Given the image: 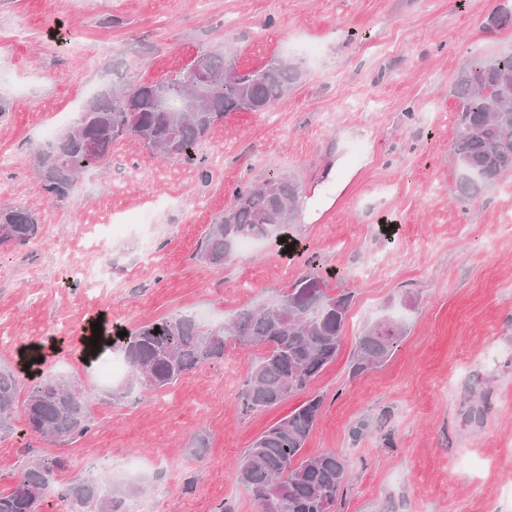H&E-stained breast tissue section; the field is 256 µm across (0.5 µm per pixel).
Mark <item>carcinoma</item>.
Instances as JSON below:
<instances>
[{
  "label": "carcinoma",
  "instance_id": "cac0c4a2",
  "mask_svg": "<svg viewBox=\"0 0 512 512\" xmlns=\"http://www.w3.org/2000/svg\"><path fill=\"white\" fill-rule=\"evenodd\" d=\"M512 26V0L488 17L485 29ZM210 81L193 85L190 66L150 83L130 87L120 81L104 87L82 107L77 130L61 132L39 149L35 172L43 194L66 201L79 176L102 163L112 146L132 137L151 150L175 155L202 167L201 140L230 112H266L304 79L303 69L272 58L263 66L239 71L224 53L201 48ZM458 102V135L452 156L460 177L458 192L475 198L512 173V53L470 56L453 80ZM234 201L208 225L197 249L203 264L219 268L244 240L284 237L293 240L289 224L302 205L303 189L293 176L275 172L258 184L233 192ZM40 229L28 207L0 209V247H22ZM308 271L278 301L241 311L232 321L205 326L190 315H174L142 324L119 338L123 358L135 382L161 389L184 374L224 359L229 340L263 349L251 364L238 400L243 412L260 411L306 392L336 357L353 302L349 292L331 294L327 277L313 260ZM405 335L403 321L392 318L369 327L357 344L354 372L383 362ZM27 351L21 364L0 369V433L17 430L14 423L21 375L27 400L23 434L72 440L88 432V409L78 382L67 383L41 371ZM322 399L311 396L265 430L235 463L237 480L247 486L261 512H331L347 475L344 459L334 452L303 454L314 429ZM68 467L61 457L45 456L25 464L17 485L0 494V512H39L58 473ZM60 495L80 512H129L126 501L98 482L75 478Z\"/></svg>",
  "mask_w": 512,
  "mask_h": 512
}]
</instances>
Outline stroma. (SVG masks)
I'll use <instances>...</instances> for the list:
<instances>
[{"label":"stroma","mask_w":512,"mask_h":512,"mask_svg":"<svg viewBox=\"0 0 512 512\" xmlns=\"http://www.w3.org/2000/svg\"><path fill=\"white\" fill-rule=\"evenodd\" d=\"M500 2L0 0V208H31L41 222L28 245L0 249V366L48 327L74 326L43 369L78 381L90 419L67 441L0 433V493L27 461L63 455L59 483L107 480L131 512H217L225 501L260 512L234 464L303 395L243 412L250 356L233 343L164 390L128 373L103 384L88 344L175 314L227 322L277 300L313 255L335 273L329 292L354 296L336 357L310 388L323 404L305 451H334L348 469L335 512H512V174L468 200L451 158L457 71L471 54L512 49V27L484 30ZM205 46L241 71L277 57L305 76L271 111L214 126L199 146L220 162L209 179L129 138L69 199L43 196L32 157L46 125L63 131L112 78L156 81ZM273 170L304 189L291 230L304 254L281 256L268 239L219 269L197 261L234 189ZM60 244L81 265L111 257L118 279L86 297L46 260ZM388 315L405 336L353 375L360 336ZM199 436L205 447H192Z\"/></svg>","instance_id":"stroma-1"}]
</instances>
